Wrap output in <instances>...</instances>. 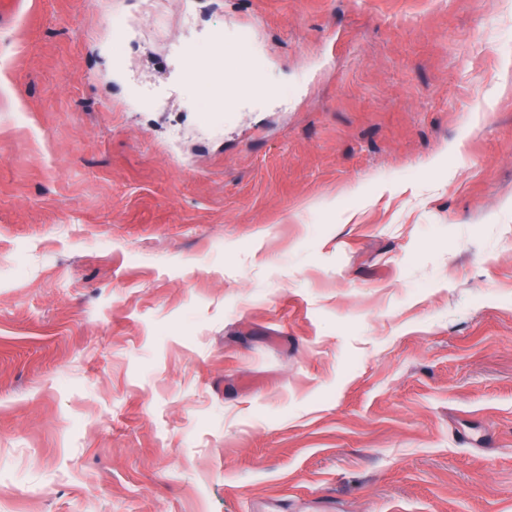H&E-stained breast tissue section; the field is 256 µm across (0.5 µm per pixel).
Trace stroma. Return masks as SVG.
<instances>
[{
	"label": "stroma",
	"mask_w": 512,
	"mask_h": 512,
	"mask_svg": "<svg viewBox=\"0 0 512 512\" xmlns=\"http://www.w3.org/2000/svg\"><path fill=\"white\" fill-rule=\"evenodd\" d=\"M0 512H512V0H28ZM209 56L213 60L226 61L231 62V71L234 73V81L230 85H224L223 81H217L213 86V95L217 99H223V109L225 108V99L234 97L235 88L238 85V82L242 79H245L249 75L251 76L252 71L250 70V63L243 57L239 56L237 53L228 55L225 53L224 48L222 46V41H217L216 43H212V50L209 53Z\"/></svg>",
	"instance_id": "obj_1"
}]
</instances>
